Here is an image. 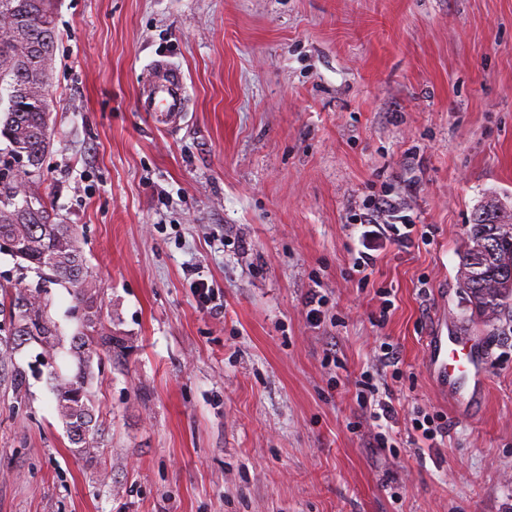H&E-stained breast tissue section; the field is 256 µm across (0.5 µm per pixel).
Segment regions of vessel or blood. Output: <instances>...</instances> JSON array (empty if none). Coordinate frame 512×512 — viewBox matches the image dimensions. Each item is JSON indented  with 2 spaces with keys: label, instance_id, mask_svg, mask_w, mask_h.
<instances>
[{
  "label": "vessel or blood",
  "instance_id": "obj_1",
  "mask_svg": "<svg viewBox=\"0 0 512 512\" xmlns=\"http://www.w3.org/2000/svg\"><path fill=\"white\" fill-rule=\"evenodd\" d=\"M183 108L180 74L159 68L147 106L155 118L176 116ZM428 368L436 384L457 404L470 402L483 391L486 371L479 353L457 337L435 330L426 340Z\"/></svg>",
  "mask_w": 512,
  "mask_h": 512
}]
</instances>
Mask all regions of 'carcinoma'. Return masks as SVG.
<instances>
[{
	"instance_id": "cac0c4a2",
	"label": "carcinoma",
	"mask_w": 512,
	"mask_h": 512,
	"mask_svg": "<svg viewBox=\"0 0 512 512\" xmlns=\"http://www.w3.org/2000/svg\"><path fill=\"white\" fill-rule=\"evenodd\" d=\"M56 24L53 0H0V82L11 90L10 104L0 116V136L6 139L12 158L23 162L18 181L0 192V241L14 254L50 273L49 282L70 289L79 312V328L73 336V352L88 366L102 347L112 352V336L103 332L97 306V285L70 224L55 221L51 203L36 194L30 184L41 172L50 148V113L19 101L22 91L50 92ZM460 285L481 316L496 319L512 311V214L494 204L479 208L467 233L460 264ZM28 304L11 302L13 335L37 341L51 354L58 353L59 327L48 314V300L37 291L25 294ZM54 393L57 409L71 444L80 454L95 450L97 433L93 399L85 373L62 379Z\"/></svg>"
}]
</instances>
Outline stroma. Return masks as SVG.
I'll return each mask as SVG.
<instances>
[{
	"mask_svg": "<svg viewBox=\"0 0 512 512\" xmlns=\"http://www.w3.org/2000/svg\"><path fill=\"white\" fill-rule=\"evenodd\" d=\"M39 190L79 244L122 352L93 358L98 448L56 410L68 351L0 337V512H512V317L471 311L458 271L488 198L512 205V0H55ZM185 107L149 120L152 61ZM429 226L353 262L371 196ZM219 307L198 306L195 281ZM67 288L0 248V290ZM394 303L381 316L378 289ZM324 295L312 326L305 300ZM488 353L459 411L432 381L437 320ZM394 447L356 402L382 343ZM443 418L436 447L416 412Z\"/></svg>",
	"mask_w": 512,
	"mask_h": 512,
	"instance_id": "stroma-1",
	"label": "stroma"
}]
</instances>
